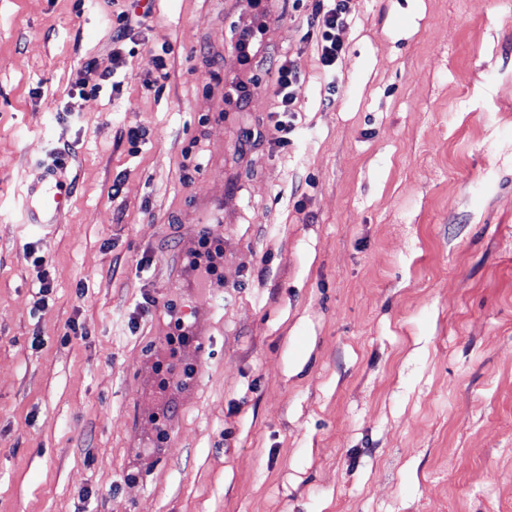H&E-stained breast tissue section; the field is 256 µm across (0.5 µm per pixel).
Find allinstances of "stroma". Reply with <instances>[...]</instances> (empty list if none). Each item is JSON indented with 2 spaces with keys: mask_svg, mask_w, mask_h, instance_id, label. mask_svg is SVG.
Masks as SVG:
<instances>
[{
  "mask_svg": "<svg viewBox=\"0 0 512 512\" xmlns=\"http://www.w3.org/2000/svg\"><path fill=\"white\" fill-rule=\"evenodd\" d=\"M347 6L327 71L312 0H271L236 109L254 0H154L119 69L127 0H0V512H512V0ZM53 147L73 194L39 229ZM174 314L196 372L164 392ZM122 21L125 22L115 31L112 32V65L113 68H120L123 64V44L128 39L130 32L134 27L141 26L147 17H149L148 11H145L142 15H132L128 12H122ZM236 61L239 73L233 75L227 91L224 92V103L235 102L236 108H242L250 99L251 89L255 86L253 69L263 59V44L254 35V30L245 29L239 33L235 45ZM301 70L293 55H285L277 68L274 96L277 98V110L271 113L273 129L277 135L273 140L278 146L285 147L291 141L288 135L295 130L297 103L301 92ZM198 248L192 249L187 255V264L194 271L212 276L216 270L217 263L223 258V250L218 241L211 239L208 235H202L197 242ZM204 249L201 252L200 249Z\"/></svg>",
  "mask_w": 512,
  "mask_h": 512,
  "instance_id": "35a3bbf8",
  "label": "stroma"
}]
</instances>
